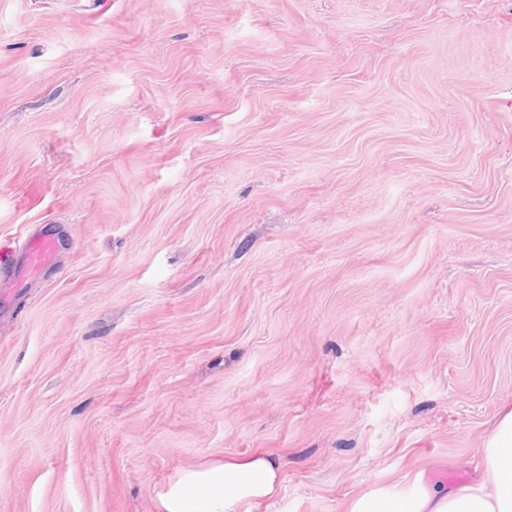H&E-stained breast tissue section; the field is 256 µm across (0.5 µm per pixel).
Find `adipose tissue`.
I'll use <instances>...</instances> for the list:
<instances>
[{"label": "adipose tissue", "instance_id": "1", "mask_svg": "<svg viewBox=\"0 0 512 512\" xmlns=\"http://www.w3.org/2000/svg\"><path fill=\"white\" fill-rule=\"evenodd\" d=\"M486 478L449 490L431 487L416 474L403 490L377 488L348 512H512V410L502 413L484 446ZM282 483L274 455L216 456L176 472L157 496L158 512H252L274 497Z\"/></svg>", "mask_w": 512, "mask_h": 512}]
</instances>
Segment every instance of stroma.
Returning a JSON list of instances; mask_svg holds the SVG:
<instances>
[{
  "instance_id": "stroma-1",
  "label": "stroma",
  "mask_w": 512,
  "mask_h": 512,
  "mask_svg": "<svg viewBox=\"0 0 512 512\" xmlns=\"http://www.w3.org/2000/svg\"><path fill=\"white\" fill-rule=\"evenodd\" d=\"M0 512L484 477L512 408V0H0ZM56 255L57 242L54 235L42 229L26 238L21 263L0 265V280H8L14 289L23 288L27 278L54 263ZM282 483L274 455L216 456L176 472L157 495L159 512H252L274 497Z\"/></svg>"
}]
</instances>
